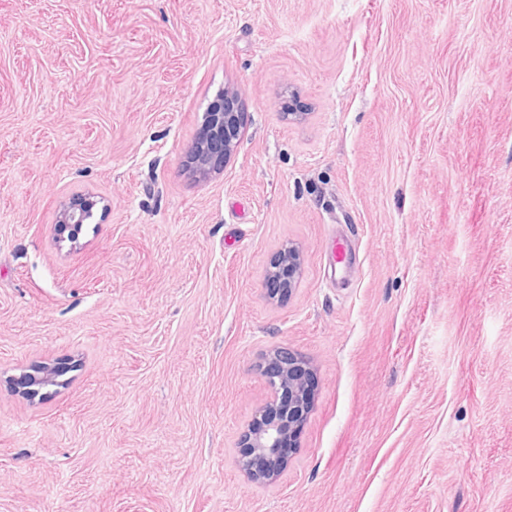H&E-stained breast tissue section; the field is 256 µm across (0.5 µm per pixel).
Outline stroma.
<instances>
[{
	"instance_id": "stroma-1",
	"label": "stroma",
	"mask_w": 512,
	"mask_h": 512,
	"mask_svg": "<svg viewBox=\"0 0 512 512\" xmlns=\"http://www.w3.org/2000/svg\"><path fill=\"white\" fill-rule=\"evenodd\" d=\"M275 346L315 396L258 487ZM0 512H512V0H0ZM246 125L247 112L240 104L237 90L225 86L224 94L203 113L197 135L186 152L185 173L205 180L223 172L237 151ZM98 203L97 197L91 194L75 196L61 203L55 224L57 239L64 241L67 232L66 239L75 243L83 224L92 219ZM301 271L300 253L293 247L281 251L278 262L267 277V292L271 296L283 295L292 290V286ZM60 372L58 367L46 364L41 366L36 374L23 375L20 384L32 395L39 396L41 389L44 387L57 385L56 378Z\"/></svg>"
}]
</instances>
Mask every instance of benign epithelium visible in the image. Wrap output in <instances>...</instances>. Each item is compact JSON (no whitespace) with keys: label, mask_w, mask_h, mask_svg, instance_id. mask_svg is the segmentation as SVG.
<instances>
[{"label":"benign epithelium","mask_w":512,"mask_h":512,"mask_svg":"<svg viewBox=\"0 0 512 512\" xmlns=\"http://www.w3.org/2000/svg\"><path fill=\"white\" fill-rule=\"evenodd\" d=\"M247 125L237 90L228 85L213 101L203 118L192 144L186 152L184 170L189 176L205 180L224 171L240 144ZM100 203L91 194L79 195L60 204L55 231L57 239L76 242L82 226L94 215ZM301 271L300 253L293 247L281 251L278 262L267 277V292L283 295ZM259 369L271 391V397L240 438L238 464L256 486L275 482L288 466L285 448L293 446L313 402L315 390L312 371L305 361L286 347H276L267 354ZM58 367L46 364L34 374H26L20 384L35 396L41 389L57 385Z\"/></svg>","instance_id":"1"}]
</instances>
